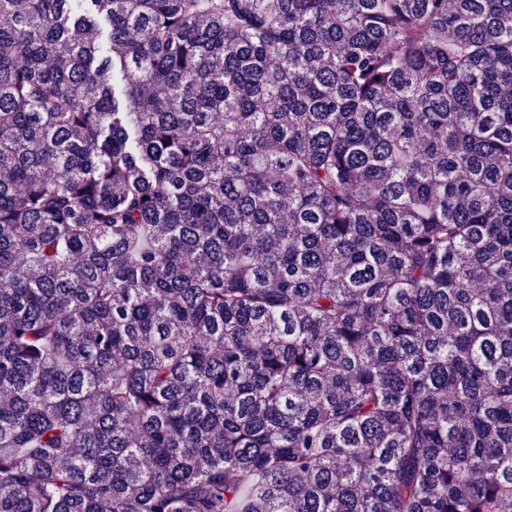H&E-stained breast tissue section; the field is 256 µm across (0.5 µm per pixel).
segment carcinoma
<instances>
[{"instance_id": "cac0c4a2", "label": "carcinoma", "mask_w": 512, "mask_h": 512, "mask_svg": "<svg viewBox=\"0 0 512 512\" xmlns=\"http://www.w3.org/2000/svg\"><path fill=\"white\" fill-rule=\"evenodd\" d=\"M0 512H512V0H0Z\"/></svg>"}]
</instances>
